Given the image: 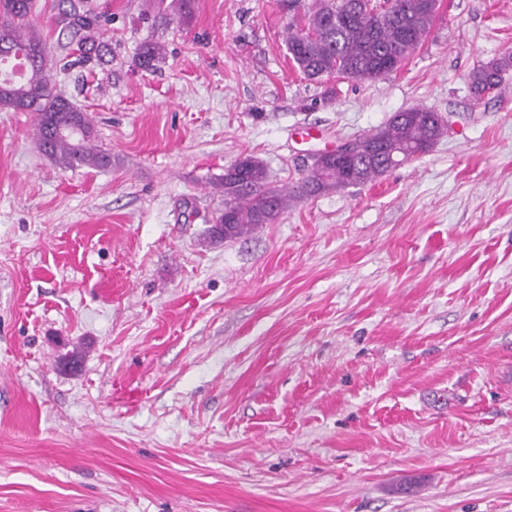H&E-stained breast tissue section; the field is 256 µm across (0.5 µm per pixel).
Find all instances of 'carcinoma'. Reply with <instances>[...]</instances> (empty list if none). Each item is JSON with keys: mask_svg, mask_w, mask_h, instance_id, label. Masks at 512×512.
Returning a JSON list of instances; mask_svg holds the SVG:
<instances>
[{"mask_svg": "<svg viewBox=\"0 0 512 512\" xmlns=\"http://www.w3.org/2000/svg\"><path fill=\"white\" fill-rule=\"evenodd\" d=\"M35 0H0V62L23 58L24 70L0 74V109L34 116L37 148L64 168L107 167L112 155L95 143L89 116L75 109L55 89L41 33L33 26ZM437 14V0H313L296 15L286 33L288 57L308 79L337 74L375 81L397 70L427 37ZM59 19L70 36L75 60L69 66L103 65L111 48L101 40L112 18L92 0H59ZM162 58L161 46L141 43L139 67L150 69ZM512 69V51L478 64L469 75L473 96L502 92ZM78 128L81 134L62 133ZM447 128L443 117L413 106L394 113L382 126L348 141L345 153L313 162L298 194L315 196L371 182L394 160L428 152ZM291 195L269 181L264 165L251 157L224 171V209L213 217L217 239L240 238L261 224H275Z\"/></svg>", "mask_w": 512, "mask_h": 512, "instance_id": "obj_1", "label": "carcinoma"}]
</instances>
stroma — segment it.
Wrapping results in <instances>:
<instances>
[{"mask_svg":"<svg viewBox=\"0 0 512 512\" xmlns=\"http://www.w3.org/2000/svg\"><path fill=\"white\" fill-rule=\"evenodd\" d=\"M36 2L112 164L0 110V512H512V79L469 90L512 0H438L374 82L304 78L288 0H106L91 70ZM415 105L449 120L428 153L209 237L237 160L291 188Z\"/></svg>","mask_w":512,"mask_h":512,"instance_id":"stroma-1","label":"stroma"}]
</instances>
